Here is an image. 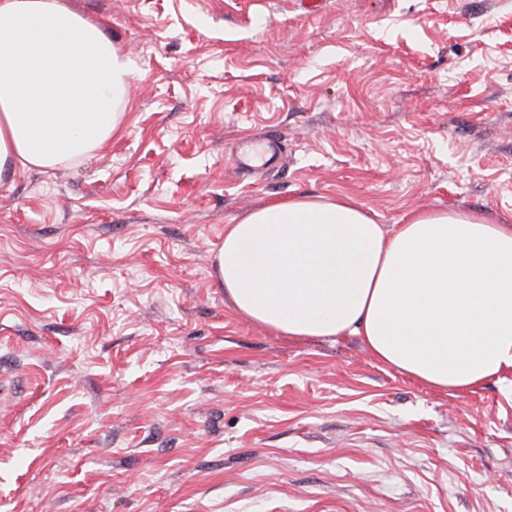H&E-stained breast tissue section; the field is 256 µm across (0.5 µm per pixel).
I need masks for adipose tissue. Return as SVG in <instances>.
Segmentation results:
<instances>
[{
	"label": "adipose tissue",
	"instance_id": "adipose-tissue-1",
	"mask_svg": "<svg viewBox=\"0 0 512 512\" xmlns=\"http://www.w3.org/2000/svg\"><path fill=\"white\" fill-rule=\"evenodd\" d=\"M132 66L61 0H0V170H46L106 144ZM217 277L233 310L299 340L362 337L436 391L512 372V220L422 210L394 230L347 197H303L224 227Z\"/></svg>",
	"mask_w": 512,
	"mask_h": 512
}]
</instances>
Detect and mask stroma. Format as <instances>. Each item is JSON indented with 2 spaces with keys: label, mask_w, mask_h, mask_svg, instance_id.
<instances>
[{
  "label": "stroma",
  "mask_w": 512,
  "mask_h": 512,
  "mask_svg": "<svg viewBox=\"0 0 512 512\" xmlns=\"http://www.w3.org/2000/svg\"><path fill=\"white\" fill-rule=\"evenodd\" d=\"M62 2L133 75L82 163L0 173V512H512V372L273 335L215 260L296 197L511 217L512 0Z\"/></svg>",
  "instance_id": "1"
}]
</instances>
